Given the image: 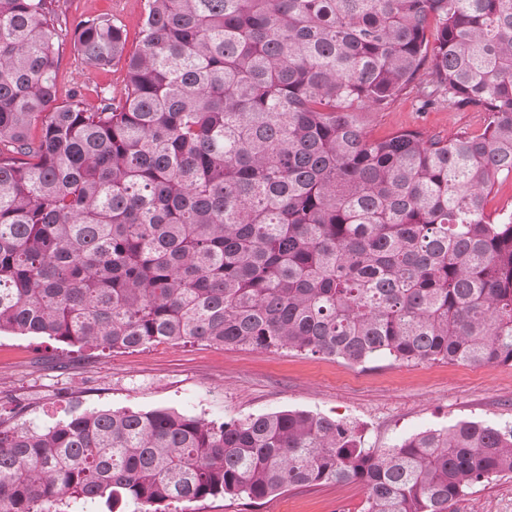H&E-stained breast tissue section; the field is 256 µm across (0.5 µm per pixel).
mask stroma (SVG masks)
<instances>
[{
	"instance_id": "1",
	"label": "stroma",
	"mask_w": 512,
	"mask_h": 512,
	"mask_svg": "<svg viewBox=\"0 0 512 512\" xmlns=\"http://www.w3.org/2000/svg\"><path fill=\"white\" fill-rule=\"evenodd\" d=\"M146 0H55L73 21L106 13L125 26L128 48L139 46ZM122 67L88 66L63 36L56 97L82 89L121 92ZM371 138L419 128L449 137L480 132L483 113L437 106L420 109L415 93L384 111L366 112ZM167 408L218 423L288 410L357 426L365 447L390 448L426 431L461 421L512 426V364L469 366L445 361L397 362L377 357L355 364L288 349L260 350L198 343H156L136 350L69 346L44 336L0 334V425L45 428L72 413ZM366 489L357 482L291 489L250 507L218 497L170 505L167 512H363ZM448 512H512V475L475 484Z\"/></svg>"
}]
</instances>
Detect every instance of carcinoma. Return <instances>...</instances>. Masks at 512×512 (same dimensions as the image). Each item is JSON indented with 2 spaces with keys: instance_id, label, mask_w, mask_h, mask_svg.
Wrapping results in <instances>:
<instances>
[{
  "instance_id": "obj_1",
  "label": "carcinoma",
  "mask_w": 512,
  "mask_h": 512,
  "mask_svg": "<svg viewBox=\"0 0 512 512\" xmlns=\"http://www.w3.org/2000/svg\"><path fill=\"white\" fill-rule=\"evenodd\" d=\"M52 2L0 0V332L512 364V211L486 210L512 178V0H146L134 51L107 14L74 24L86 64L125 69L92 106L55 104ZM414 88L484 129L370 138L361 113ZM511 474L512 426L478 421L383 450L303 411L0 427V512L352 481L364 512H448Z\"/></svg>"
}]
</instances>
